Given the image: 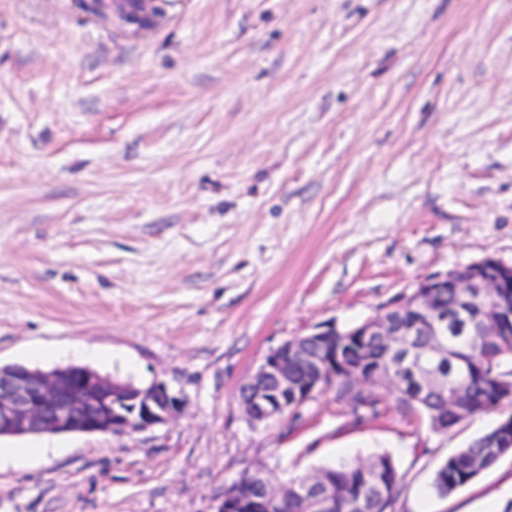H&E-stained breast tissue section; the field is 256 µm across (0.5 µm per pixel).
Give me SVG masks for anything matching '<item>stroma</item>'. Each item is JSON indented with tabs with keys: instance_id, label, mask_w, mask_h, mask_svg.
Returning a JSON list of instances; mask_svg holds the SVG:
<instances>
[{
	"instance_id": "stroma-1",
	"label": "stroma",
	"mask_w": 512,
	"mask_h": 512,
	"mask_svg": "<svg viewBox=\"0 0 512 512\" xmlns=\"http://www.w3.org/2000/svg\"><path fill=\"white\" fill-rule=\"evenodd\" d=\"M512 264V0H174L127 34L74 0H0V365L70 364L186 398L131 435L1 437L0 512H216L391 456L420 512H512V453L439 497L446 431L383 386L253 425L283 341L416 283Z\"/></svg>"
}]
</instances>
